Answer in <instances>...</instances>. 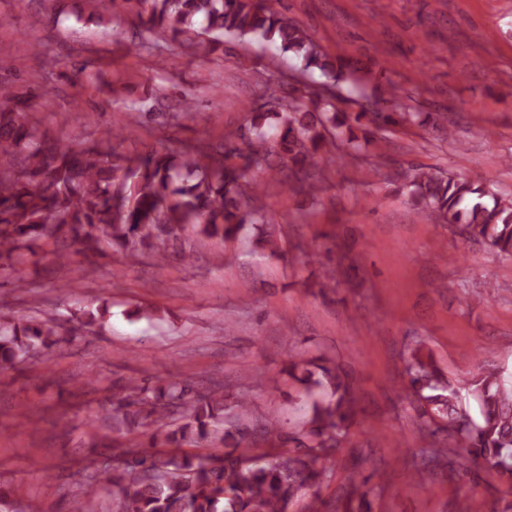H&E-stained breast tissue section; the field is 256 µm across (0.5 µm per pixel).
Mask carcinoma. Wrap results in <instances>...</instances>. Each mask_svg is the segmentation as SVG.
Masks as SVG:
<instances>
[{"label": "carcinoma", "instance_id": "obj_1", "mask_svg": "<svg viewBox=\"0 0 512 512\" xmlns=\"http://www.w3.org/2000/svg\"><path fill=\"white\" fill-rule=\"evenodd\" d=\"M89 14L121 11L135 16L145 36L139 48L152 53L158 41L198 44L206 53L224 50V37L256 38L277 44L321 72L326 82L297 97L289 90L278 107L249 112L250 137L235 131L218 145H186L174 153L135 148L123 155L112 138L60 144L40 129L32 112L38 94L21 96L0 79V280L18 284L29 243L55 246L51 262L63 265L79 255L88 263L121 251L129 259L151 252L167 259L165 242L192 228L225 243L246 226L269 221L257 205L259 183L250 170L277 156L279 166L297 174L314 156L340 144L358 148L353 126L372 129L415 125L420 117L442 133L451 130L446 112L422 114L402 103L401 89L379 72L378 95L354 116H340L325 89L341 82L369 99L367 79L357 69L334 63L309 29L271 8L266 0H85ZM394 180L418 210L452 224L466 240L483 242L512 259V197L490 189L482 175L466 180L422 169L397 171ZM107 321V312L77 309L66 323L36 321L11 311L0 300V367L39 360L74 337ZM402 396L417 403L419 431L426 445L420 467L433 473L448 457L437 436L459 448L455 472L474 474L479 461L512 486V380L501 371H482L464 383L451 382L433 356L417 345L405 368ZM289 375L303 386L305 419L284 431L274 420L262 438L274 447L252 455L248 433L237 421L249 413L241 394H224V384L203 387L190 378L145 375L116 383L112 429L141 437L112 463L96 467L70 512H97L98 490L115 501L117 512H288L307 493L319 497L328 478L317 460L345 447L353 424L355 389L345 366L333 359L290 360ZM479 414L469 410V401ZM222 445V454L201 455L187 447ZM368 479L349 477L336 512H372Z\"/></svg>", "mask_w": 512, "mask_h": 512}]
</instances>
